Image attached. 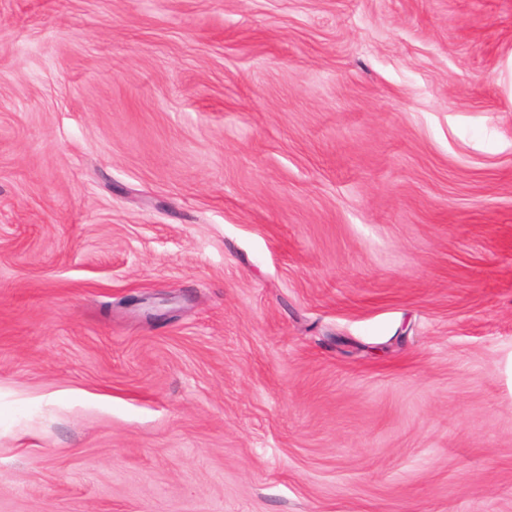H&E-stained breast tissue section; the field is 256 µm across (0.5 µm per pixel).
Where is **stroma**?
Returning <instances> with one entry per match:
<instances>
[{
    "instance_id": "obj_1",
    "label": "stroma",
    "mask_w": 512,
    "mask_h": 512,
    "mask_svg": "<svg viewBox=\"0 0 512 512\" xmlns=\"http://www.w3.org/2000/svg\"><path fill=\"white\" fill-rule=\"evenodd\" d=\"M0 512H512V0H0Z\"/></svg>"
}]
</instances>
